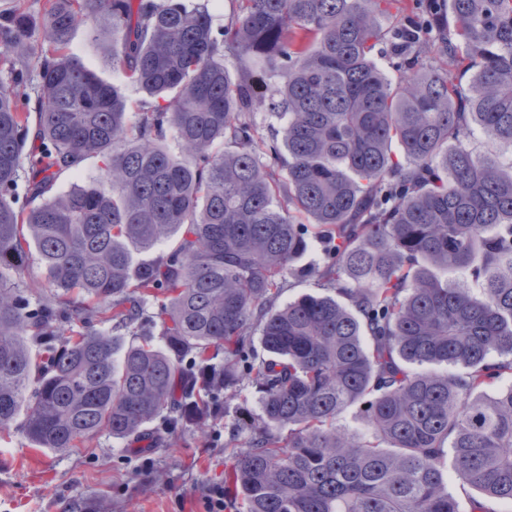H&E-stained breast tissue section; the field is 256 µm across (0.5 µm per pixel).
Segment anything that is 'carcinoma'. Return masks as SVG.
<instances>
[{
  "label": "carcinoma",
  "instance_id": "obj_1",
  "mask_svg": "<svg viewBox=\"0 0 512 512\" xmlns=\"http://www.w3.org/2000/svg\"><path fill=\"white\" fill-rule=\"evenodd\" d=\"M231 2L217 28L199 0L0 15V431L24 407L37 448L105 432L143 454L247 380L261 415L224 461L244 512H458L450 456L487 497L473 512H497L512 502V156L462 143L512 148V0H444L449 20L413 0L386 32V0ZM80 25L137 107L72 52ZM259 111L282 120L265 137ZM90 159L96 182L48 196ZM316 234L329 251L302 269ZM34 253L35 308L20 288ZM448 268L480 294L435 275ZM299 273L329 294L279 305ZM350 407L368 435L338 424ZM464 146L468 150L487 157H499L509 152L503 143L480 132L469 142L465 143Z\"/></svg>",
  "mask_w": 512,
  "mask_h": 512
}]
</instances>
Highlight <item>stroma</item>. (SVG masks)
<instances>
[{
	"instance_id": "35a3bbf8",
	"label": "stroma",
	"mask_w": 512,
	"mask_h": 512,
	"mask_svg": "<svg viewBox=\"0 0 512 512\" xmlns=\"http://www.w3.org/2000/svg\"><path fill=\"white\" fill-rule=\"evenodd\" d=\"M72 47L82 64L131 102L142 93L113 69L109 49L88 28H77ZM224 419L190 427L167 447L134 457L101 434L86 448H34L23 417L0 433V512H64L70 500L88 512H208L206 500L224 484V461L239 451V421L260 414L254 388L225 396Z\"/></svg>"
}]
</instances>
